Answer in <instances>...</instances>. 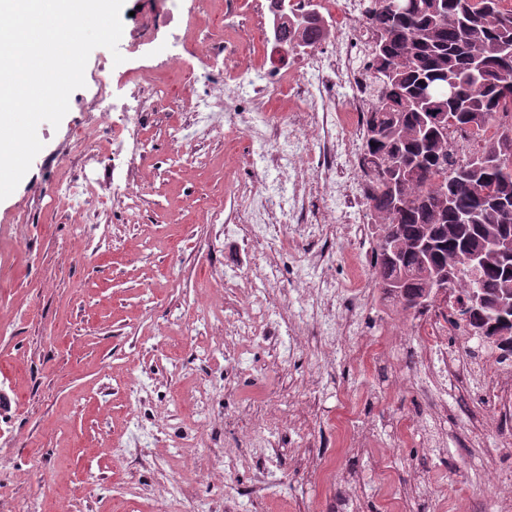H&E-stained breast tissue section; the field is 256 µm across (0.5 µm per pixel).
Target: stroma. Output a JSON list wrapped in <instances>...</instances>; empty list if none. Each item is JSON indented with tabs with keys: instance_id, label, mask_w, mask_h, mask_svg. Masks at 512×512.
I'll list each match as a JSON object with an SVG mask.
<instances>
[{
	"instance_id": "1",
	"label": "stroma",
	"mask_w": 512,
	"mask_h": 512,
	"mask_svg": "<svg viewBox=\"0 0 512 512\" xmlns=\"http://www.w3.org/2000/svg\"><path fill=\"white\" fill-rule=\"evenodd\" d=\"M180 0H125L121 45L140 36ZM174 106L139 118L150 159L135 209L116 199L97 223L78 225L47 195L80 174L62 163L69 141L90 135L104 187L112 185V130L94 126L89 88L74 90L59 126L41 123L43 143L15 191L0 201V512H162L168 489L187 482L181 512H383L392 481L405 512H512V490L489 480L512 471V432L500 430L479 394L483 378L449 380L440 400L416 386L431 365L428 348L379 288L370 263L372 219L355 192L350 158L359 144L307 123L288 160L308 170L296 185L294 219L270 214L271 251L247 225L230 224L261 190L280 185L241 137L173 141L171 126L191 111L203 84L169 79ZM221 217L203 223L201 201ZM322 226L307 237L299 221ZM80 252L84 261L68 262ZM233 278L219 287L212 272ZM340 291L321 302L322 281ZM267 284L272 307L294 315L301 343L284 358L265 335L248 341L236 364L235 337L216 326L225 313L253 317L249 298ZM356 320L347 338L319 321ZM375 353L371 371L334 357L332 346ZM207 385L223 421L200 427L193 410ZM359 395V422L336 428L339 399ZM414 421L404 440L403 421ZM235 459L225 474V459ZM328 462V481L311 474Z\"/></svg>"
}]
</instances>
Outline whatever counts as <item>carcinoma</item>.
Segmentation results:
<instances>
[{
	"label": "carcinoma",
	"mask_w": 512,
	"mask_h": 512,
	"mask_svg": "<svg viewBox=\"0 0 512 512\" xmlns=\"http://www.w3.org/2000/svg\"><path fill=\"white\" fill-rule=\"evenodd\" d=\"M503 0H417L412 10H391V0H359L368 37L360 66L369 78V107L363 113L360 169L363 198L375 217L372 268L375 277L392 269L406 287L394 295L403 310L416 313L417 297L432 298L430 272L419 244L435 251L433 263L453 268L466 253L485 255L484 264L456 278V315L470 333L466 301L482 295L483 341L512 362V335L498 336L493 322L499 304L512 299V254L492 245L512 238V161L499 147L512 135V9ZM283 41L304 47L320 42L321 19L314 15L294 28L281 25ZM391 70L395 82L383 92L378 76ZM459 83L448 97L445 80ZM495 129L486 137L488 129ZM413 162L396 186L392 167Z\"/></svg>",
	"instance_id": "1"
}]
</instances>
